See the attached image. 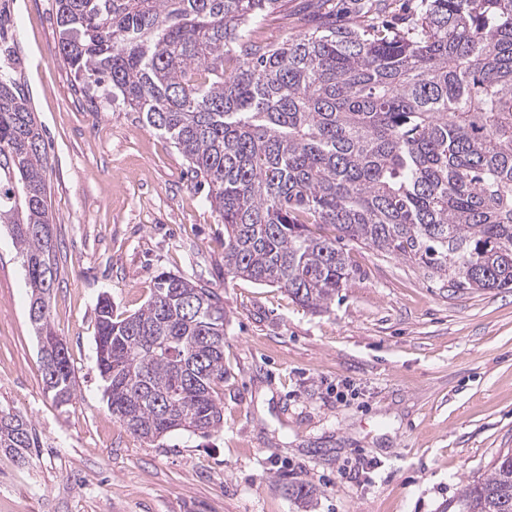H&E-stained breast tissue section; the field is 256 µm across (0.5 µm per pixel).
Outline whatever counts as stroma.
Here are the masks:
<instances>
[{
	"mask_svg": "<svg viewBox=\"0 0 512 512\" xmlns=\"http://www.w3.org/2000/svg\"><path fill=\"white\" fill-rule=\"evenodd\" d=\"M333 0L341 26L397 27L420 0ZM25 84L44 130L58 272L51 323L75 386L41 379L23 258L0 227V406L26 416L29 464L0 454V512H439L512 448V292H460L342 241L354 275L327 308L224 274V226L171 140L62 59L55 0H13ZM167 271L224 301V420L150 443L113 419L95 364V306L144 305ZM316 494L302 504L288 485Z\"/></svg>",
	"mask_w": 512,
	"mask_h": 512,
	"instance_id": "stroma-1",
	"label": "stroma"
}]
</instances>
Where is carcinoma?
Returning <instances> with one entry per match:
<instances>
[{
	"mask_svg": "<svg viewBox=\"0 0 512 512\" xmlns=\"http://www.w3.org/2000/svg\"><path fill=\"white\" fill-rule=\"evenodd\" d=\"M282 0H55L59 50L78 76L144 115L208 187L224 275L275 284L319 309L354 273L340 240L460 290H512V0H422L403 29L322 23L255 35ZM0 0V224L27 273L37 337L57 339L45 139L12 61ZM329 225V237L313 226ZM96 366L112 417L155 442L221 426L224 302L170 272L125 317L98 300ZM71 401L67 348L38 353ZM31 422L0 407V452L25 464ZM441 512H512V448Z\"/></svg>",
	"mask_w": 512,
	"mask_h": 512,
	"instance_id": "carcinoma-1",
	"label": "carcinoma"
}]
</instances>
